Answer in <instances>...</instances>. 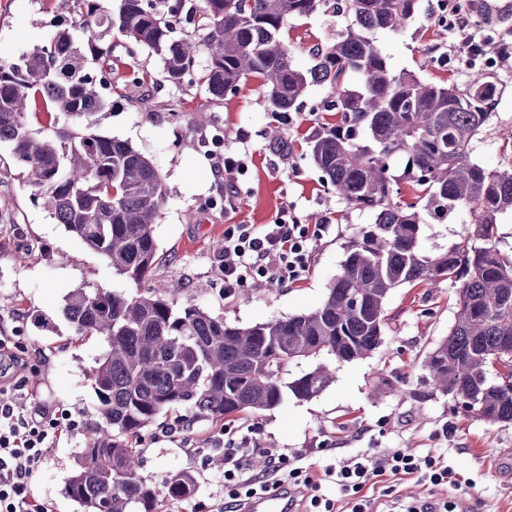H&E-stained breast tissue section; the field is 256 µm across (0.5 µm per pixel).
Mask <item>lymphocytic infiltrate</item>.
Returning <instances> with one entry per match:
<instances>
[{"label": "lymphocytic infiltrate", "instance_id": "1", "mask_svg": "<svg viewBox=\"0 0 512 512\" xmlns=\"http://www.w3.org/2000/svg\"><path fill=\"white\" fill-rule=\"evenodd\" d=\"M312 239L305 224L231 225L224 232L226 294H233L253 274L280 284L300 281L310 266ZM13 347L10 337L0 336V512H48L31 494L29 480L43 463L50 438L69 434L76 423L69 415L47 408L21 412L8 398L14 374L25 367ZM257 457L266 462L261 476L251 469ZM453 475L444 448L422 455L383 448L339 456L314 475L301 466L299 456L261 447L253 437L224 444V497L229 512H241L250 497L272 483L309 488L305 512H336L340 497L347 499L348 512H370L371 502L363 490L381 477L443 486L451 484Z\"/></svg>", "mask_w": 512, "mask_h": 512}]
</instances>
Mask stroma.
I'll return each mask as SVG.
<instances>
[{
	"label": "stroma",
	"instance_id": "stroma-1",
	"mask_svg": "<svg viewBox=\"0 0 512 512\" xmlns=\"http://www.w3.org/2000/svg\"><path fill=\"white\" fill-rule=\"evenodd\" d=\"M438 10L439 0H419L411 23L399 34H378L377 43L394 72H411L443 87L464 86L478 71L492 76L501 93L472 157L488 169L512 171V70L461 55L456 28L435 26ZM54 22L52 0H0V61L47 41ZM347 22V15L328 6L289 19L281 39L294 66L309 70L313 49L335 40ZM133 58L153 74L161 72L157 57L113 37L112 79L120 94L100 130L152 159L167 187V202L154 225L157 261L143 283L119 275L34 202L22 167L8 144H0V331L13 337L27 363L13 397L26 409L47 405L77 422L69 437L49 448L30 481L32 494L49 512H78L65 485L100 421L88 373L107 344L100 336L75 339L63 315L74 289L132 294L174 283L180 287L178 303L248 327L317 307L358 229L374 220L370 212L348 210L310 158L306 140L319 119L326 86L311 84L298 110L275 117L261 79L213 99L196 80L178 87L132 81L128 63ZM143 97L148 105H140ZM227 156L245 161L233 171L235 193L229 199L216 171ZM279 221L329 227L313 239L312 262L302 280L263 288L251 278L236 294L225 295L219 261L225 229ZM453 295L445 280L393 290L382 345L369 358L337 364L335 382L314 399L291 397L273 409L220 424L187 405L160 415L142 440L139 473L160 486L171 475L189 472L196 488L185 500L161 498L158 512H224V486L216 481L224 472V442L251 430L259 443L302 455L303 466L314 473L334 457L368 448L412 454L447 449L457 487L386 477L365 491L372 512H393L412 499L446 497L468 505L470 512H512V423L457 414L450 397L425 384L423 358L454 322Z\"/></svg>",
	"mask_w": 512,
	"mask_h": 512
}]
</instances>
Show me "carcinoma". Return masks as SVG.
I'll return each mask as SVG.
<instances>
[{
  "mask_svg": "<svg viewBox=\"0 0 512 512\" xmlns=\"http://www.w3.org/2000/svg\"><path fill=\"white\" fill-rule=\"evenodd\" d=\"M324 0H203L207 29L202 79L215 98L259 76L270 111L289 112L310 84L329 87L336 122L308 137L311 158L346 205L375 213L352 241L341 272L319 306L250 327L231 326L194 305L176 307L178 288L125 295L77 288L64 311L77 336H102L108 351L90 370L102 424L68 480L81 512H156L159 491L138 472V443L163 412L188 404L212 421L309 400L335 381L333 364L369 357L388 328L391 291L446 279L455 287V321L424 357L432 389L468 416L512 423V253L497 216L512 211V172L489 170L471 147L491 118L498 85L478 72L462 89L411 73L394 74L374 33L397 34L417 0H346L350 23L313 51L315 65L294 67L281 33ZM185 0H57L51 40L0 63V143L26 168L34 200L68 231L139 283L155 262L154 224L167 200L159 170L131 143L100 131L111 106L112 33L159 57L162 81L175 86L199 53L178 34ZM485 30L472 55L492 49L512 70V8L466 0ZM358 83L351 82L352 75ZM50 122L27 119L32 102ZM406 158L413 200L393 188L391 161ZM463 208V232L434 252L422 246L426 218ZM327 356L291 381L288 367ZM188 472L167 483L187 498Z\"/></svg>",
  "mask_w": 512,
  "mask_h": 512,
  "instance_id": "1",
  "label": "carcinoma"
}]
</instances>
